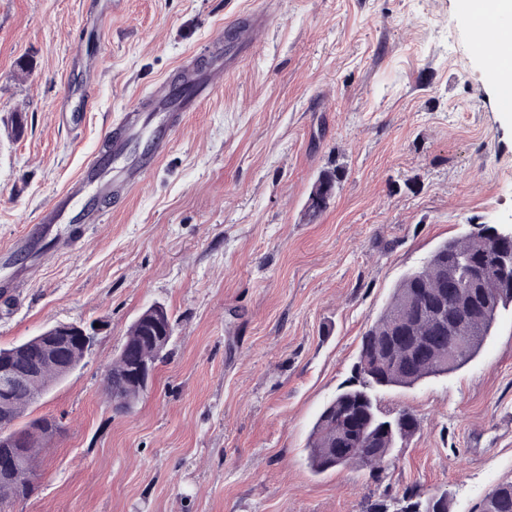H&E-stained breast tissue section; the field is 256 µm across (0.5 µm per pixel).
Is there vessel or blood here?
<instances>
[{
  "mask_svg": "<svg viewBox=\"0 0 512 512\" xmlns=\"http://www.w3.org/2000/svg\"><path fill=\"white\" fill-rule=\"evenodd\" d=\"M267 21L265 12L255 8L229 21L241 52H252L256 35ZM234 65V59L218 57L206 71L182 68L148 103L134 104L125 116L126 134L114 137L105 154L87 163L81 177L29 224L21 243L59 238L63 224L106 223L108 216L98 204L99 197L116 188L133 189L145 184L172 140L177 117L206 104L217 90V77Z\"/></svg>",
  "mask_w": 512,
  "mask_h": 512,
  "instance_id": "1",
  "label": "vessel or blood"
}]
</instances>
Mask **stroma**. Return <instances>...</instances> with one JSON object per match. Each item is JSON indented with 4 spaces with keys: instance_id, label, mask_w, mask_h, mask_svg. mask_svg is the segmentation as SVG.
Listing matches in <instances>:
<instances>
[{
    "instance_id": "1",
    "label": "stroma",
    "mask_w": 512,
    "mask_h": 512,
    "mask_svg": "<svg viewBox=\"0 0 512 512\" xmlns=\"http://www.w3.org/2000/svg\"><path fill=\"white\" fill-rule=\"evenodd\" d=\"M252 6L269 14L257 52L182 114L147 183L107 201V223L66 225L70 247L44 239L0 264V347L105 324L26 411L63 431L35 495L6 512H364L410 487L475 512L512 481V305L461 369L378 390L383 412L419 422L381 477L307 459L400 279L473 225L512 224V111L460 0H0V247ZM154 303L174 324L168 356L113 413L105 370ZM344 176V170L340 166L324 170L315 182L307 205V212L310 218H316L323 213L332 198L336 185Z\"/></svg>"
}]
</instances>
